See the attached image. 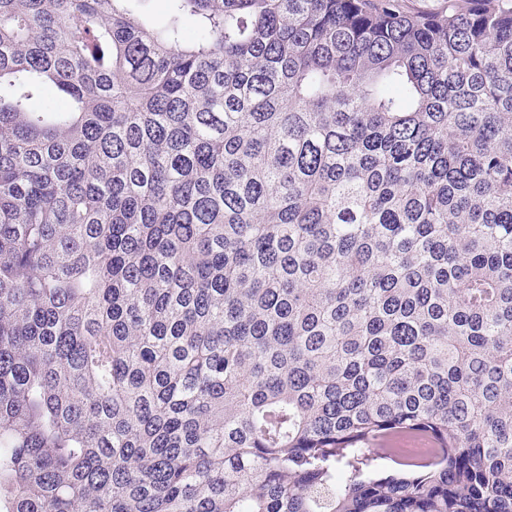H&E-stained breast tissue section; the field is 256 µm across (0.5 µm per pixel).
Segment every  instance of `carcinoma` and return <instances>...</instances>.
<instances>
[{
    "instance_id": "cac0c4a2",
    "label": "carcinoma",
    "mask_w": 512,
    "mask_h": 512,
    "mask_svg": "<svg viewBox=\"0 0 512 512\" xmlns=\"http://www.w3.org/2000/svg\"><path fill=\"white\" fill-rule=\"evenodd\" d=\"M139 2L0 0V512H512V7Z\"/></svg>"
}]
</instances>
